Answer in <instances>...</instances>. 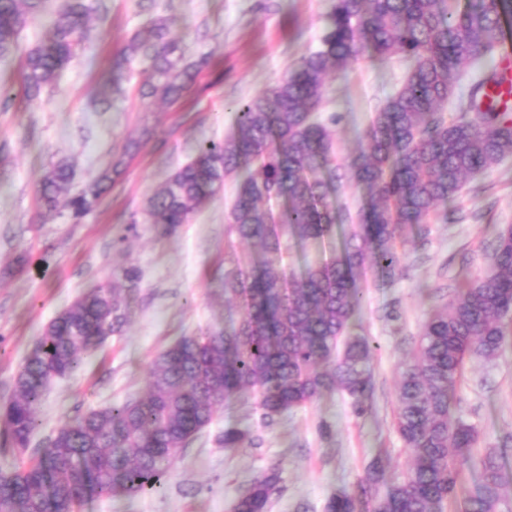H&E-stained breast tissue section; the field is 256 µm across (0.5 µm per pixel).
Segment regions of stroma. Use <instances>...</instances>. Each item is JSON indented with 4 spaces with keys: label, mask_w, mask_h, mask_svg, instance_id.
I'll use <instances>...</instances> for the list:
<instances>
[{
    "label": "stroma",
    "mask_w": 512,
    "mask_h": 512,
    "mask_svg": "<svg viewBox=\"0 0 512 512\" xmlns=\"http://www.w3.org/2000/svg\"><path fill=\"white\" fill-rule=\"evenodd\" d=\"M332 5L155 0L148 12L140 0H97L81 51L36 103L21 91V54L37 43L48 14L30 21L19 54L0 60V87L11 90L0 106V403L11 397L45 326L81 294L106 281L121 283L127 315L121 334L85 355L70 377L52 382L25 453L0 440V471L34 457L63 422L142 397L152 361L178 338L238 324L240 309L224 298V273L256 249L227 236L235 181L226 180L190 223L169 233L148 223L147 203L195 159L200 144L223 140L240 104L273 87L318 45ZM154 16L168 18L172 35L190 53L208 56L207 66L185 97L162 103L141 97L145 76L133 64L123 92L100 106L113 57ZM407 71L405 60L366 57L329 74L321 113L339 117L338 164H350L377 108ZM121 157L123 173L79 223L68 209L54 216L39 209L38 185L53 163H72L75 195ZM446 208L447 217L435 218L425 233L407 230L395 274L372 269L360 281L364 298L349 333L373 350V394L363 408L341 391L271 420L246 399L220 405L160 489L94 499L83 512H233L250 482L271 472L278 482L268 512H326L332 495L354 492L368 478L376 457L386 460V478L406 471L409 457L393 427L400 365L430 311L463 280L484 273L491 241L512 225V157L468 180ZM130 268L137 282L124 281ZM451 408L478 435L471 460L461 465L465 498L480 481L479 460L487 452L502 453L512 474V335L501 356L467 365ZM230 427L248 430L249 443L225 450Z\"/></svg>",
    "instance_id": "1"
}]
</instances>
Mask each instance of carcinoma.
Listing matches in <instances>:
<instances>
[{"instance_id":"obj_1","label":"carcinoma","mask_w":512,"mask_h":512,"mask_svg":"<svg viewBox=\"0 0 512 512\" xmlns=\"http://www.w3.org/2000/svg\"><path fill=\"white\" fill-rule=\"evenodd\" d=\"M43 0H0V58L11 56ZM95 12L93 0H63L51 28L22 62V89L40 98L74 58ZM512 0H333L318 47L262 95L243 103L224 140L208 141L149 199V223L170 229L188 223L228 178L237 179L228 229L260 247L257 260L237 261L224 275V295L241 310L232 330L180 337L152 362L147 392L120 406L91 409L64 422L22 466L0 472V512H82L92 496L112 497L161 485L188 443L217 407L252 397L272 417L342 390L360 406L370 390L367 342L347 336L359 309L358 281L379 266L399 267L407 227L428 224L438 206L464 183L512 156V112L482 107L497 83L495 52L504 45ZM364 55L409 62L402 87L387 98L365 130V148L347 167L334 164L332 126L313 118L329 69ZM148 64L145 97L180 99L200 63L170 37L156 17L129 37L106 89L120 87L130 64ZM476 110L448 117V100ZM73 166L51 165L39 207L57 212ZM103 175L67 207L89 213L105 190ZM364 185L369 199L359 223L345 224L346 186ZM332 240L329 258L298 270L288 254L311 241ZM492 266L436 306L403 364L394 425L411 465L384 492L376 487L382 461L357 492L333 497L327 512H446L458 498L460 465L472 458L477 434L448 402L466 364L491 360L512 328V226L499 232ZM126 314L116 283L91 288L45 327L15 377L0 422L12 447L24 451L36 428L47 385L74 373L84 354L118 335ZM247 441L224 431V448ZM278 482L272 472L237 499L235 512H267ZM506 476L496 456L481 460V483L463 512H498Z\"/></svg>"}]
</instances>
